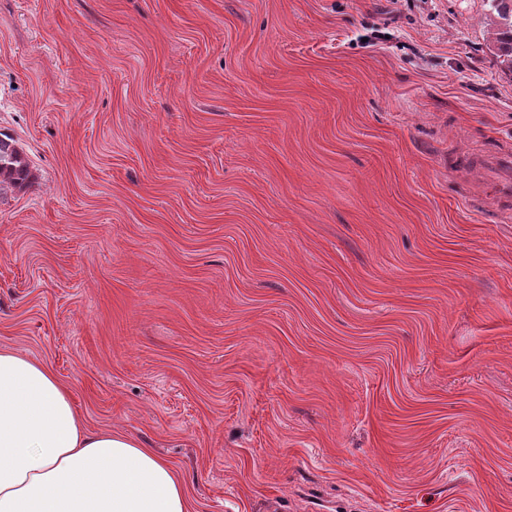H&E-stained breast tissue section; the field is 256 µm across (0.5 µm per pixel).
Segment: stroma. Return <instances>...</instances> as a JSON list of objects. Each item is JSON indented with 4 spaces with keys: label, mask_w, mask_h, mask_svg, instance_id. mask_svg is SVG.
<instances>
[{
    "label": "stroma",
    "mask_w": 512,
    "mask_h": 512,
    "mask_svg": "<svg viewBox=\"0 0 512 512\" xmlns=\"http://www.w3.org/2000/svg\"><path fill=\"white\" fill-rule=\"evenodd\" d=\"M483 0H0V346L196 512H512V76ZM31 178L30 164L23 149L0 133V194L25 185Z\"/></svg>",
    "instance_id": "obj_1"
}]
</instances>
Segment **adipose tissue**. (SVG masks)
Returning a JSON list of instances; mask_svg holds the SVG:
<instances>
[{
	"label": "adipose tissue",
	"instance_id": "adipose-tissue-1",
	"mask_svg": "<svg viewBox=\"0 0 512 512\" xmlns=\"http://www.w3.org/2000/svg\"><path fill=\"white\" fill-rule=\"evenodd\" d=\"M0 512H195L171 463L90 430L46 364L0 348Z\"/></svg>",
	"mask_w": 512,
	"mask_h": 512
}]
</instances>
